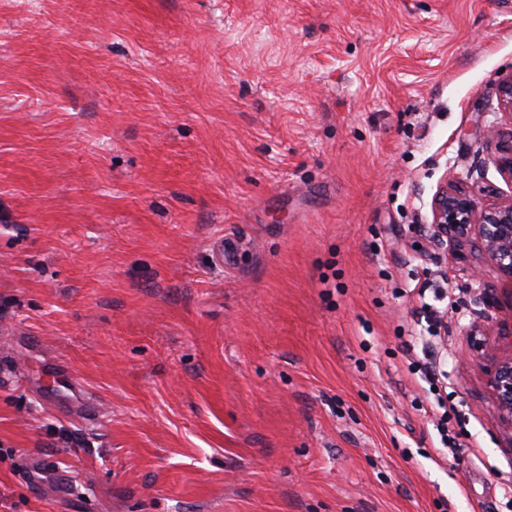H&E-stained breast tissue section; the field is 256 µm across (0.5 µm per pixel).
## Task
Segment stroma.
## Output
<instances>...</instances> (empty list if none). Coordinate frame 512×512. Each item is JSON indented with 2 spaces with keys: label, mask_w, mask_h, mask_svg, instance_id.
Masks as SVG:
<instances>
[{
  "label": "stroma",
  "mask_w": 512,
  "mask_h": 512,
  "mask_svg": "<svg viewBox=\"0 0 512 512\" xmlns=\"http://www.w3.org/2000/svg\"><path fill=\"white\" fill-rule=\"evenodd\" d=\"M509 72L512 0H0V512H512L428 229Z\"/></svg>",
  "instance_id": "stroma-1"
}]
</instances>
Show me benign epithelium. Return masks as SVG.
I'll return each instance as SVG.
<instances>
[{
	"label": "benign epithelium",
	"mask_w": 512,
	"mask_h": 512,
	"mask_svg": "<svg viewBox=\"0 0 512 512\" xmlns=\"http://www.w3.org/2000/svg\"><path fill=\"white\" fill-rule=\"evenodd\" d=\"M498 93L507 120L488 127L485 135L497 150V172L512 183V73L502 78ZM493 193L487 187L472 190L459 175L443 177L431 200L433 243L439 249L453 247L461 258L471 235H478L486 260L499 274V287L483 293V298L497 306L500 292L508 297L512 311V197L485 199ZM494 333L493 325L477 323L471 329L475 350L487 360L486 383L499 424L512 434V349L501 350L491 340Z\"/></svg>",
	"instance_id": "1"
}]
</instances>
